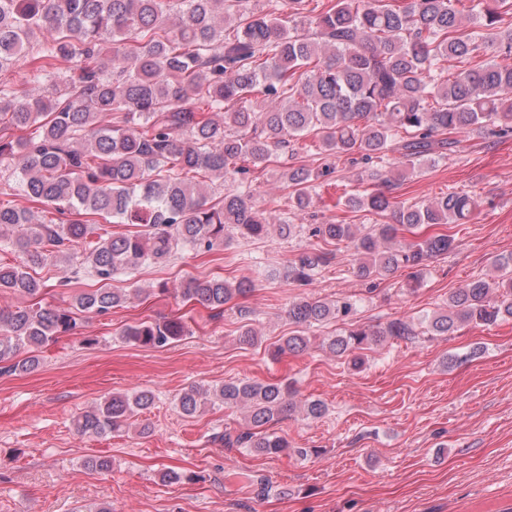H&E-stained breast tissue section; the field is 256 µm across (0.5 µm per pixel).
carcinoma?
Listing matches in <instances>:
<instances>
[{
    "instance_id": "cac0c4a2",
    "label": "carcinoma",
    "mask_w": 512,
    "mask_h": 512,
    "mask_svg": "<svg viewBox=\"0 0 512 512\" xmlns=\"http://www.w3.org/2000/svg\"><path fill=\"white\" fill-rule=\"evenodd\" d=\"M305 2L287 0L279 18L253 12L249 0H0V172L31 204L0 201V243L9 239L20 258L0 262V291L31 299L0 310V368L31 369L35 360L17 359L21 350L76 329L79 315L124 306L129 293L111 285L118 275L165 265L184 248L210 252L231 236L261 239L273 227L282 237L344 243L359 276L379 280L455 248L452 225L478 210L476 194L452 190L405 206L392 196L395 174L455 152L465 134L512 137V0H327L315 32L302 34ZM61 58L74 68L61 70ZM310 135L318 154L364 163L373 190L349 196L347 206L389 212L395 223H273L255 208L261 173ZM334 170L288 167L291 214L308 213L314 182ZM210 174L227 184L216 198L204 181ZM102 221L135 230L108 236L99 233ZM329 260L305 249L283 278L307 286ZM49 261L62 264L64 286L85 275L102 285L69 307H44L34 271ZM496 269L452 292L429 331L447 336L512 319V258ZM251 288L191 276L178 292L222 311ZM354 309L349 299L294 302L288 320L297 330L271 344V355L306 351V330ZM183 334V322L170 319L141 321L122 336L160 348ZM417 335L414 321L398 318L382 332L348 329L324 345L358 369L363 352L386 337ZM294 397L282 382L193 385L178 408L193 417L209 402L247 407V427L224 433V447L272 456L289 448L267 430L275 418L298 407L312 419L326 412L319 399ZM153 403L149 390L114 394L78 416L75 429L117 433Z\"/></svg>"
}]
</instances>
